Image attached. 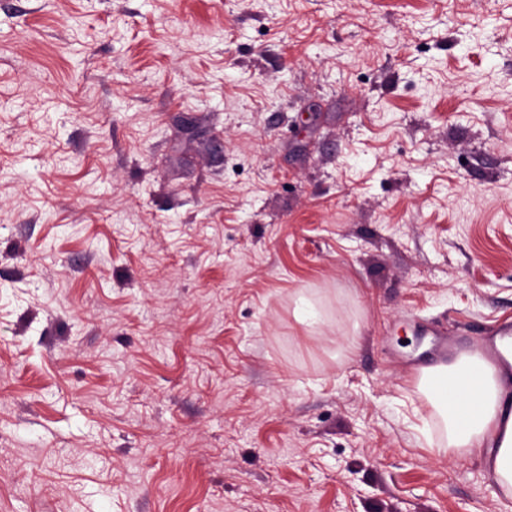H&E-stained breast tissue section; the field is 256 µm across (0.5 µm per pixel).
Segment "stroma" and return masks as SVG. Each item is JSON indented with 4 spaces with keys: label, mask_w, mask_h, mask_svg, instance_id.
<instances>
[{
    "label": "stroma",
    "mask_w": 512,
    "mask_h": 512,
    "mask_svg": "<svg viewBox=\"0 0 512 512\" xmlns=\"http://www.w3.org/2000/svg\"><path fill=\"white\" fill-rule=\"evenodd\" d=\"M506 323L512 0H0V512H512ZM425 381L441 377L448 383L442 406L448 419V444L443 453L477 450L484 455L507 496H512V412L503 406V371L477 353H462L455 362L430 367Z\"/></svg>",
    "instance_id": "1"
}]
</instances>
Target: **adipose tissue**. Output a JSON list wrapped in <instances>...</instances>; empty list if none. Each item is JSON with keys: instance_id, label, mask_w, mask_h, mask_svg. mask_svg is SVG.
<instances>
[{"instance_id": "adipose-tissue-1", "label": "adipose tissue", "mask_w": 512, "mask_h": 512, "mask_svg": "<svg viewBox=\"0 0 512 512\" xmlns=\"http://www.w3.org/2000/svg\"><path fill=\"white\" fill-rule=\"evenodd\" d=\"M426 378L441 377L448 388L439 400L448 419L445 452L484 455L507 496H512V412L503 406L502 372L479 354L464 353L455 362L431 367Z\"/></svg>"}]
</instances>
